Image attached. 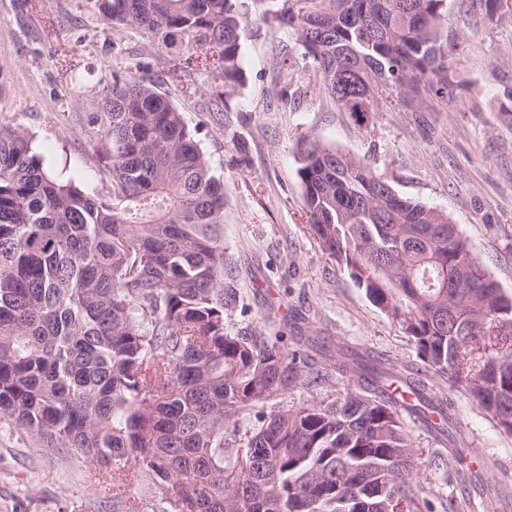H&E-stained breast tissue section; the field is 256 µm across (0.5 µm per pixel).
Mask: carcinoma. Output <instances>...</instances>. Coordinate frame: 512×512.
<instances>
[{"instance_id": "carcinoma-1", "label": "carcinoma", "mask_w": 512, "mask_h": 512, "mask_svg": "<svg viewBox=\"0 0 512 512\" xmlns=\"http://www.w3.org/2000/svg\"><path fill=\"white\" fill-rule=\"evenodd\" d=\"M95 0L139 37L87 124L112 170L94 198L48 174L25 130H0V421L99 470L124 512H436L402 414L451 403L426 381L340 347L317 368L303 336H232L224 308V181L161 84L214 80L206 110L244 83L251 26L290 29L355 124L384 94L447 100L464 39L446 0ZM298 176L322 249L407 334L424 373L463 387L512 434V299L448 218L318 141ZM498 358L497 366L489 364ZM343 390L301 407L303 375ZM153 489L148 502L130 495ZM324 395L319 391L310 389L305 382H297L294 387L288 390V394L283 398L288 406H302L318 402Z\"/></svg>"}]
</instances>
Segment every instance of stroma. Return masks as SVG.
Returning <instances> with one entry per match:
<instances>
[{
	"instance_id": "stroma-1",
	"label": "stroma",
	"mask_w": 512,
	"mask_h": 512,
	"mask_svg": "<svg viewBox=\"0 0 512 512\" xmlns=\"http://www.w3.org/2000/svg\"><path fill=\"white\" fill-rule=\"evenodd\" d=\"M448 25L466 44L455 64L460 88L419 112L389 96L363 128L304 73L290 76L300 98H276L281 56L302 52L285 29L244 37L247 81L223 124L204 105L207 78L187 89L163 84L224 180V285L236 294L224 310L228 333L281 330L345 343L405 374L420 364L408 336L310 228L297 170L299 149L311 140L367 163L399 194L446 215L512 297V13L490 18L478 0H449ZM140 48L135 35L114 37L93 0H0V127L24 128L57 179L107 195L112 174L86 116L97 111L113 68ZM428 388L450 399L461 439L449 445L425 419L404 417L419 454L418 483L455 512H512V434L447 379L430 377ZM92 471L0 423V512H118L92 490Z\"/></svg>"
}]
</instances>
